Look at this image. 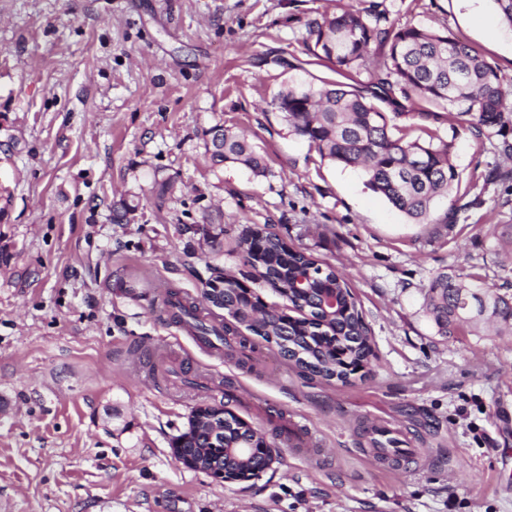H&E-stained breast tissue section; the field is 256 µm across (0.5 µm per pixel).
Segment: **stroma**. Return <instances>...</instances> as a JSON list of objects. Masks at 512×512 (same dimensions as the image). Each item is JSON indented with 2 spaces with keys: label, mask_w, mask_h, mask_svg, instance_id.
<instances>
[{
  "label": "stroma",
  "mask_w": 512,
  "mask_h": 512,
  "mask_svg": "<svg viewBox=\"0 0 512 512\" xmlns=\"http://www.w3.org/2000/svg\"><path fill=\"white\" fill-rule=\"evenodd\" d=\"M383 2L393 19L448 32L512 83V29L494 0ZM336 0H0V512H512V336L439 331L425 291L440 271L512 289L491 231L512 225V183L452 193L417 224L362 172L320 159L273 96L331 72L308 58L306 25ZM452 139L463 180L501 161L468 125L432 108L396 118ZM245 132L267 176L212 167L205 133ZM182 191L148 197L154 179ZM141 197L116 224L120 198ZM482 203L467 208L469 196ZM460 208L454 227L444 225ZM341 270L373 357L348 382L313 380L248 334L215 353L173 323L168 292L201 299L244 264L243 226ZM250 393L321 441L300 459L273 424L241 417L280 451L259 479L219 483L179 464L192 408ZM393 430L416 455L375 461Z\"/></svg>",
  "instance_id": "obj_1"
}]
</instances>
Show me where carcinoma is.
<instances>
[{"label":"carcinoma","mask_w":512,"mask_h":512,"mask_svg":"<svg viewBox=\"0 0 512 512\" xmlns=\"http://www.w3.org/2000/svg\"><path fill=\"white\" fill-rule=\"evenodd\" d=\"M304 45L308 55L349 80L367 71V82H290L278 91L272 105L321 158L344 168H361L366 186L414 223H436L432 210L437 198L459 185L460 174L450 161L452 142L437 134L410 140L395 135L380 104L412 119L427 116V105L457 108V117L468 124L478 142L487 141L500 155L512 159V85H504L490 62L448 33L419 24L402 25L377 5L361 10L338 4L335 12L307 24ZM209 135L212 164H239L255 177L267 175L263 156L245 135L221 126L211 128ZM481 178L486 183H512V167L495 166ZM138 206L133 200L121 201L113 208L112 221L123 223ZM253 232L246 228L240 238L243 259L259 269L265 281H277L286 288V275L309 274L314 283L331 282L342 297L350 295L342 272L322 268L302 251L285 250L271 232L265 233L263 255L254 256L248 245ZM463 287L462 277L452 270L433 277L427 308L436 324L447 328L465 323L460 318L465 313L459 293ZM476 291L485 298L475 296L474 303L481 307L486 301L492 312L471 325L492 326L499 336L512 335V293L480 287ZM167 304L176 323L195 336L214 337L211 347L218 351L226 336L238 332L235 324L203 316L193 298L171 292ZM304 309L307 316L291 323L288 346H280L284 357L307 365L311 374L325 379L364 357L362 337L368 329L358 309L327 320L317 310L313 295L297 306L299 311Z\"/></svg>","instance_id":"cac0c4a2"}]
</instances>
